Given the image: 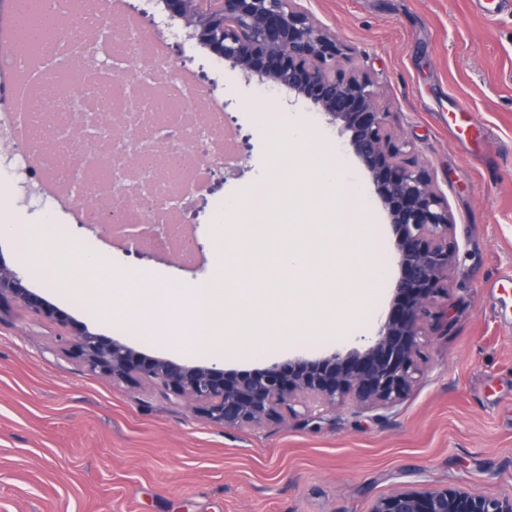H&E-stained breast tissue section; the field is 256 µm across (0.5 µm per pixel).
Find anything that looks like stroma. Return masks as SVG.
Segmentation results:
<instances>
[{"label": "stroma", "mask_w": 512, "mask_h": 512, "mask_svg": "<svg viewBox=\"0 0 512 512\" xmlns=\"http://www.w3.org/2000/svg\"><path fill=\"white\" fill-rule=\"evenodd\" d=\"M303 4L348 48L350 68L371 80L387 128L431 175L454 219L456 259L439 302L448 317L424 324L426 360L410 391L389 409L347 403L316 418L214 423L159 389L90 371L71 349L85 331L147 356L187 357L53 292L21 268V241L0 239V264L68 318L63 326L15 300L0 303V512H367L397 489L463 484L512 493V282L498 281L512 271V15L486 19L477 0ZM169 30L249 137L241 174L214 198L259 175L267 148L259 129L274 107L300 114L369 183L348 133L311 101L289 104L287 88L244 77L187 38L181 19ZM198 222L204 252L191 268L101 243L95 250L111 272L201 279L216 262L210 222ZM393 298L385 288L380 314L362 332L217 366L261 370L363 348Z\"/></svg>", "instance_id": "35a3bbf8"}]
</instances>
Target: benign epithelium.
<instances>
[{"label":"benign epithelium","mask_w":512,"mask_h":512,"mask_svg":"<svg viewBox=\"0 0 512 512\" xmlns=\"http://www.w3.org/2000/svg\"><path fill=\"white\" fill-rule=\"evenodd\" d=\"M198 41L231 67L285 86L319 106L350 133V146L368 173L396 233L399 275L392 310L363 349L298 359L229 375L213 366L143 357L122 342L85 331L75 344L92 371L120 381H145L201 409L226 426L261 425L346 402L389 408L420 371V336L444 293L454 262L453 220L431 176L404 157L386 129L370 81L337 65L346 47L312 19L300 0H165ZM13 297L47 317L67 318L0 267V302ZM369 512H512V495L477 494L465 487H421L376 499Z\"/></svg>","instance_id":"obj_1"}]
</instances>
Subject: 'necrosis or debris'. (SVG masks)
<instances>
[{
	"label": "necrosis or debris",
	"instance_id": "obj_1",
	"mask_svg": "<svg viewBox=\"0 0 512 512\" xmlns=\"http://www.w3.org/2000/svg\"><path fill=\"white\" fill-rule=\"evenodd\" d=\"M75 2L32 0L30 12L63 20L47 34L51 49L0 52V70L16 77L0 112V133L15 137L0 149V177L17 192L39 183L35 202L46 209L66 198L89 232L119 226L127 248L146 242L194 263L184 187H204L209 161L236 159L239 143L196 116L204 90L184 70L159 79L162 47L137 24L100 13L85 21ZM94 189L97 208L85 202Z\"/></svg>",
	"mask_w": 512,
	"mask_h": 512
}]
</instances>
